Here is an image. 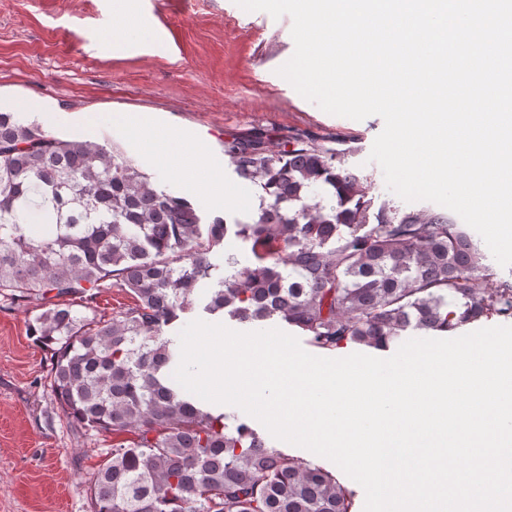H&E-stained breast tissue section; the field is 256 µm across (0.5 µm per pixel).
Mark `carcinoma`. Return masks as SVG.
I'll return each instance as SVG.
<instances>
[{"label": "carcinoma", "instance_id": "carcinoma-1", "mask_svg": "<svg viewBox=\"0 0 512 512\" xmlns=\"http://www.w3.org/2000/svg\"><path fill=\"white\" fill-rule=\"evenodd\" d=\"M224 155L259 198L232 224L155 185L115 142L63 140L0 112V296L40 301L29 335L50 354L63 412L130 435L93 476L92 512H353L331 471L269 448L245 422L228 429L169 381L183 315L278 318L324 351L512 319V281L488 286L479 241L448 212L376 202L372 175L301 136L279 154L261 132L232 137ZM29 208L50 236L31 235ZM230 231L250 264L214 262ZM108 281L133 304L88 314Z\"/></svg>", "mask_w": 512, "mask_h": 512}]
</instances>
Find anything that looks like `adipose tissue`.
Wrapping results in <instances>:
<instances>
[{
    "label": "adipose tissue",
    "mask_w": 512,
    "mask_h": 512,
    "mask_svg": "<svg viewBox=\"0 0 512 512\" xmlns=\"http://www.w3.org/2000/svg\"><path fill=\"white\" fill-rule=\"evenodd\" d=\"M121 119L139 149L155 163L176 171L195 195L217 206L257 207V198L225 183L223 158L202 141L188 140L181 131L148 112L125 113Z\"/></svg>",
    "instance_id": "obj_1"
}]
</instances>
